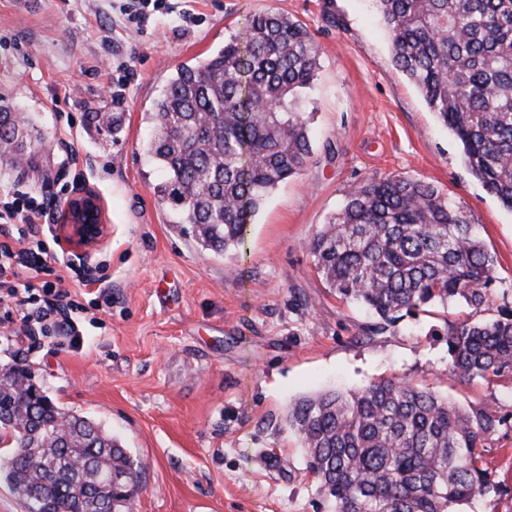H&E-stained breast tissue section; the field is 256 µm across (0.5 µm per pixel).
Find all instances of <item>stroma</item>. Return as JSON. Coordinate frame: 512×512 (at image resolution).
Instances as JSON below:
<instances>
[{
    "label": "stroma",
    "instance_id": "35a3bbf8",
    "mask_svg": "<svg viewBox=\"0 0 512 512\" xmlns=\"http://www.w3.org/2000/svg\"><path fill=\"white\" fill-rule=\"evenodd\" d=\"M200 17L155 14L124 28L108 0H0V95L33 121L28 166L0 163V197L17 182L41 191L60 168L101 196L109 243L92 261L112 306L84 324L78 352L45 356L0 335V368L20 362L64 409L92 417L143 467L133 512H327L286 420L289 404L328 387L402 379L461 407H490L503 423L484 441L501 491L470 512H512V376L460 380L446 333L466 308L433 307L385 324L340 299L318 276L309 243L353 184L404 174L464 205L496 260L489 315L512 312V212L468 172L392 60L371 0H191ZM275 10L306 25L320 69L303 103L313 153L279 185L243 249L206 253L169 224L146 154V118L169 75ZM131 66L114 108L99 59ZM120 113L117 134L90 113ZM280 456L275 470L261 452Z\"/></svg>",
    "mask_w": 512,
    "mask_h": 512
}]
</instances>
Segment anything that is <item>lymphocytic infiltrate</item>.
I'll return each mask as SVG.
<instances>
[{"label":"lymphocytic infiltrate","mask_w":512,"mask_h":512,"mask_svg":"<svg viewBox=\"0 0 512 512\" xmlns=\"http://www.w3.org/2000/svg\"><path fill=\"white\" fill-rule=\"evenodd\" d=\"M124 27L144 31L154 13L179 12L183 22L196 16L174 0H122ZM47 215L44 198L20 190L0 199V325L35 348L58 354L84 344L79 326L89 312L60 271L65 259L47 250L38 223Z\"/></svg>","instance_id":"lymphocytic-infiltrate-1"}]
</instances>
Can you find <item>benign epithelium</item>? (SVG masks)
Segmentation results:
<instances>
[{"instance_id": "benign-epithelium-1", "label": "benign epithelium", "mask_w": 512, "mask_h": 512, "mask_svg": "<svg viewBox=\"0 0 512 512\" xmlns=\"http://www.w3.org/2000/svg\"><path fill=\"white\" fill-rule=\"evenodd\" d=\"M55 232L63 251L90 262L111 235L100 196L88 186L77 188L56 216Z\"/></svg>"}]
</instances>
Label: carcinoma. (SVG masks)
<instances>
[{"mask_svg": "<svg viewBox=\"0 0 512 512\" xmlns=\"http://www.w3.org/2000/svg\"><path fill=\"white\" fill-rule=\"evenodd\" d=\"M393 63L459 142L470 174L512 211V0H373ZM320 66L307 27L266 11L196 64H182L154 100L147 154L163 171L157 202L188 224L202 251L244 244L269 194L312 153L300 110ZM24 136L0 106V159ZM317 273L339 298L391 323L402 312L459 303L448 330L451 374L512 375V318L490 306L495 260L466 207L407 175H372L310 243ZM0 383V436L14 444L0 480L26 512H132L142 466L90 417L32 391L14 364ZM288 424L329 512H464L498 492L483 441L500 419L401 380L294 401ZM120 478L112 484L113 477Z\"/></svg>", "mask_w": 512, "mask_h": 512, "instance_id": "1", "label": "carcinoma"}]
</instances>
